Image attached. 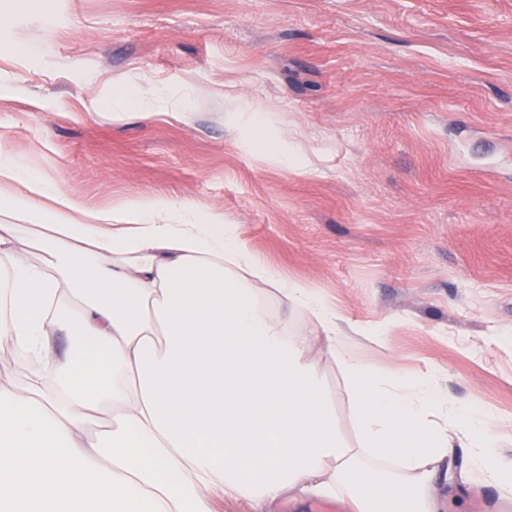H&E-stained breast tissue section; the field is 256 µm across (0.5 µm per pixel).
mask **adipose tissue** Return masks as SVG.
I'll list each match as a JSON object with an SVG mask.
<instances>
[{
	"instance_id": "adipose-tissue-1",
	"label": "adipose tissue",
	"mask_w": 512,
	"mask_h": 512,
	"mask_svg": "<svg viewBox=\"0 0 512 512\" xmlns=\"http://www.w3.org/2000/svg\"><path fill=\"white\" fill-rule=\"evenodd\" d=\"M1 213L20 221L0 224V338L39 365L0 383V512H213L220 495L296 494L443 512L436 485L458 452L474 480L512 491L482 410L449 400L437 372L361 360L343 316L222 216L162 196L93 210L0 153ZM24 227L39 263L14 247ZM264 285L310 330L263 308ZM318 346L343 373L357 446ZM104 411L111 428L90 434Z\"/></svg>"
}]
</instances>
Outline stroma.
Instances as JSON below:
<instances>
[{"instance_id": "35a3bbf8", "label": "stroma", "mask_w": 512, "mask_h": 512, "mask_svg": "<svg viewBox=\"0 0 512 512\" xmlns=\"http://www.w3.org/2000/svg\"><path fill=\"white\" fill-rule=\"evenodd\" d=\"M127 93L148 117L117 118ZM0 152L92 209L223 214L361 328L366 363L439 369L512 455V0H18ZM453 465L448 512H507L489 484L449 493Z\"/></svg>"}]
</instances>
